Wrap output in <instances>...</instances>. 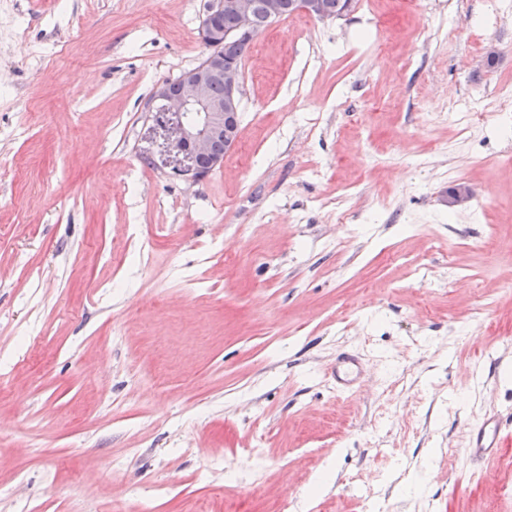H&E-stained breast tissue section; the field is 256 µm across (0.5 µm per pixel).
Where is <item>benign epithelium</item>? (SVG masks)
Here are the masks:
<instances>
[{
    "mask_svg": "<svg viewBox=\"0 0 512 512\" xmlns=\"http://www.w3.org/2000/svg\"><path fill=\"white\" fill-rule=\"evenodd\" d=\"M256 4L257 0H209L200 20V34L207 48L202 61L177 77L178 94H171L168 82L160 84L154 92V98L163 102V111L171 117L173 148L182 158L177 171L192 182L206 179L222 164L223 157L213 151L217 140H224L226 152L238 142L240 68L224 59L219 43L237 41L251 33ZM289 8L322 17L319 0H291ZM224 11L237 18V26L217 33L214 18ZM215 80L224 81L222 99L211 96L210 85Z\"/></svg>",
    "mask_w": 512,
    "mask_h": 512,
    "instance_id": "7a95c632",
    "label": "benign epithelium"
}]
</instances>
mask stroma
Here are the masks:
<instances>
[{
    "mask_svg": "<svg viewBox=\"0 0 512 512\" xmlns=\"http://www.w3.org/2000/svg\"><path fill=\"white\" fill-rule=\"evenodd\" d=\"M204 3L0 0V512H512V0L272 23L193 183ZM490 104L485 101H478L475 106L468 109V112L455 113L458 116L457 122L464 126L466 132L476 134L480 132L483 125V117L487 114ZM510 444L511 433L502 427L499 420L492 418L483 421L471 434L469 451L476 458L490 460Z\"/></svg>",
    "mask_w": 512,
    "mask_h": 512,
    "instance_id": "obj_1",
    "label": "stroma"
}]
</instances>
